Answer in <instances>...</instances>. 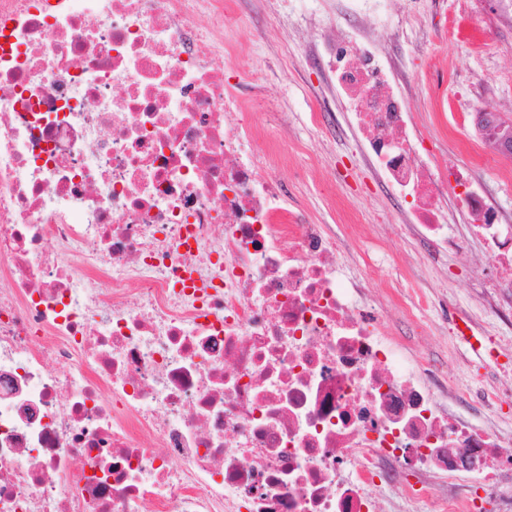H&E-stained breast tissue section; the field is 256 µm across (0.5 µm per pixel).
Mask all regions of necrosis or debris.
<instances>
[{
	"instance_id": "4bbe7bcc",
	"label": "necrosis or debris",
	"mask_w": 512,
	"mask_h": 512,
	"mask_svg": "<svg viewBox=\"0 0 512 512\" xmlns=\"http://www.w3.org/2000/svg\"><path fill=\"white\" fill-rule=\"evenodd\" d=\"M315 44L360 165L430 248L499 266L512 219L421 158L394 56ZM230 0H0V512H512V444L387 336L343 251L289 209L226 81ZM470 222L448 237V203Z\"/></svg>"
}]
</instances>
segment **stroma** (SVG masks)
Masks as SVG:
<instances>
[{"label": "stroma", "instance_id": "1", "mask_svg": "<svg viewBox=\"0 0 512 512\" xmlns=\"http://www.w3.org/2000/svg\"><path fill=\"white\" fill-rule=\"evenodd\" d=\"M238 27L224 40L237 60L257 72L237 95L263 127V143L279 155L276 172L288 202L309 219L328 225L347 245L345 275H358L365 259L381 268L375 288L388 312L386 332L413 356L454 362L458 378L478 394L512 358L495 363L487 348L448 333L445 313L460 309L475 321L489 317L473 273L453 249L428 256L409 230L394 234L401 218L371 173L352 165L354 131L326 64L310 45L328 27L344 26L332 0H236ZM512 0H414L409 13H382L371 23L405 63L413 122L428 152L470 171L495 205L512 216V156L484 160L475 141L480 112L512 122ZM331 114L324 130L309 122L311 108ZM280 115L277 124L266 115ZM433 307L409 319L419 297Z\"/></svg>", "mask_w": 512, "mask_h": 512}]
</instances>
